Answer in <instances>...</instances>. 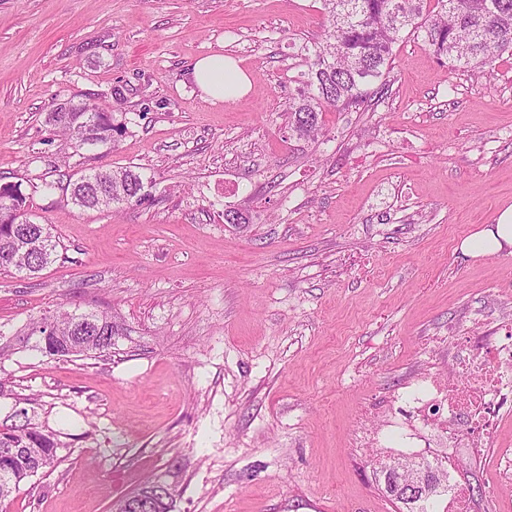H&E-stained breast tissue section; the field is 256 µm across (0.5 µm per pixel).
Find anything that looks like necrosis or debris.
<instances>
[{
  "label": "necrosis or debris",
  "instance_id": "obj_1",
  "mask_svg": "<svg viewBox=\"0 0 512 512\" xmlns=\"http://www.w3.org/2000/svg\"><path fill=\"white\" fill-rule=\"evenodd\" d=\"M448 377L433 378L419 415L437 443L434 461L452 475L447 512H477L468 485L458 480L457 469L471 448L498 439L501 420L493 403L512 396V347L493 342L474 347L458 344Z\"/></svg>",
  "mask_w": 512,
  "mask_h": 512
}]
</instances>
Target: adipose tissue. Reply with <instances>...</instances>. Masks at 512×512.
<instances>
[{"instance_id":"1","label":"adipose tissue","mask_w":512,"mask_h":512,"mask_svg":"<svg viewBox=\"0 0 512 512\" xmlns=\"http://www.w3.org/2000/svg\"><path fill=\"white\" fill-rule=\"evenodd\" d=\"M192 76L204 99L212 103L237 100L251 85L249 75L238 63L220 53L199 57ZM460 248L475 257L512 253V207L500 214L494 227L462 239Z\"/></svg>"}]
</instances>
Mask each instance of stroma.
<instances>
[{
	"label": "stroma",
	"instance_id": "stroma-1",
	"mask_svg": "<svg viewBox=\"0 0 512 512\" xmlns=\"http://www.w3.org/2000/svg\"><path fill=\"white\" fill-rule=\"evenodd\" d=\"M323 35L319 0H0V180L60 241L0 274V420L36 397L62 443L0 512H112L155 476L173 512H400L380 465L430 444L404 394L458 337L512 336V254L459 248L512 207V57L463 71L403 39L379 100L300 139L294 55ZM215 52L241 99L194 84ZM85 102L124 123L112 145L46 125ZM126 166L142 203H72L70 175ZM64 308L110 315L111 352L27 343ZM462 477L512 512V473ZM192 76L204 99L211 103L235 101L251 85L249 75L238 63L220 53L199 57L192 67Z\"/></svg>",
	"mask_w": 512,
	"mask_h": 512
}]
</instances>
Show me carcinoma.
Wrapping results in <instances>:
<instances>
[{
  "instance_id": "obj_1",
  "label": "carcinoma",
  "mask_w": 512,
  "mask_h": 512,
  "mask_svg": "<svg viewBox=\"0 0 512 512\" xmlns=\"http://www.w3.org/2000/svg\"><path fill=\"white\" fill-rule=\"evenodd\" d=\"M324 39L303 45L306 70L295 77L297 97L289 103L292 134L310 138L318 134L323 113L358 112L386 85L393 48L402 35L422 38L436 58L454 68H472L508 52L512 54V0H320ZM45 122L75 137L79 147L112 144L122 125L114 113L83 103L67 112H50ZM112 182L88 183L101 175L90 169L71 182V200L84 209L109 208L143 200V180L131 167L110 171ZM31 219L21 184H0V271L34 278L54 262L57 241L48 225L41 226L40 248L23 250L29 243ZM62 314L52 323L43 319L30 328L35 347L56 358L101 354L112 349V317L98 315V331L90 333ZM21 414L0 423V448L21 452L0 456V502L32 478L58 466L61 448L57 434L34 422L33 400L24 399ZM384 485L428 480L424 493L402 501L407 512H434L435 497L448 491V479L430 464L395 461L384 467Z\"/></svg>"
}]
</instances>
